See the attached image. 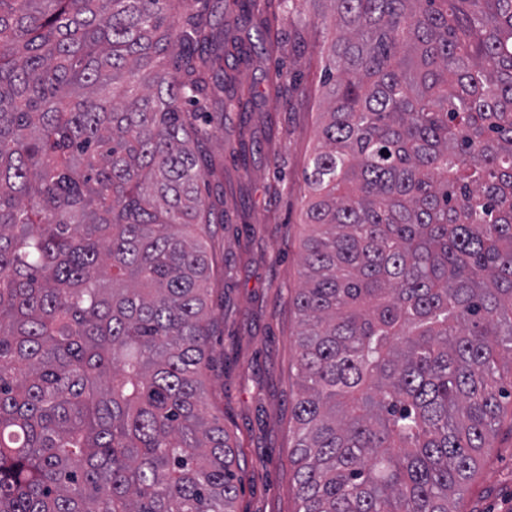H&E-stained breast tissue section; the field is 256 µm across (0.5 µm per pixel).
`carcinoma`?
<instances>
[{"mask_svg": "<svg viewBox=\"0 0 512 512\" xmlns=\"http://www.w3.org/2000/svg\"><path fill=\"white\" fill-rule=\"evenodd\" d=\"M327 2L298 512H461L512 398V0ZM216 14L0 0V512H234L206 389Z\"/></svg>", "mask_w": 512, "mask_h": 512, "instance_id": "obj_1", "label": "carcinoma"}]
</instances>
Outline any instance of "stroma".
<instances>
[{
  "label": "stroma",
  "mask_w": 512,
  "mask_h": 512,
  "mask_svg": "<svg viewBox=\"0 0 512 512\" xmlns=\"http://www.w3.org/2000/svg\"><path fill=\"white\" fill-rule=\"evenodd\" d=\"M320 0H256L267 21L265 47L224 59V88L252 99L224 110L207 144L217 170L208 179L224 221L211 225L214 253L206 385L214 412L237 446L235 512H297L290 458L291 410L299 397L292 297L301 276L304 170L323 110L324 43L332 21ZM462 512H512V428L486 449L460 502Z\"/></svg>",
  "instance_id": "1"
}]
</instances>
